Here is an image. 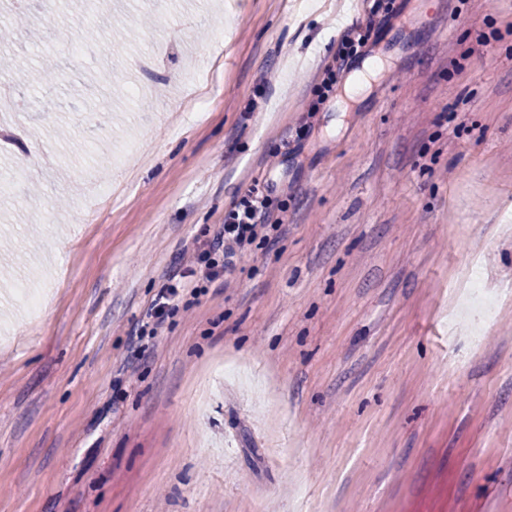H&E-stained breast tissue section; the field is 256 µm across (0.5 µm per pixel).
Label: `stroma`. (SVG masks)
<instances>
[{"label": "stroma", "instance_id": "1", "mask_svg": "<svg viewBox=\"0 0 512 512\" xmlns=\"http://www.w3.org/2000/svg\"><path fill=\"white\" fill-rule=\"evenodd\" d=\"M108 2L0 0V512H512V0ZM257 180L277 244L133 344Z\"/></svg>", "mask_w": 512, "mask_h": 512}]
</instances>
